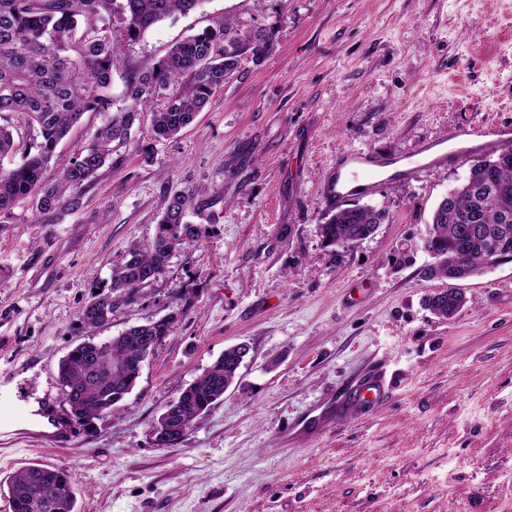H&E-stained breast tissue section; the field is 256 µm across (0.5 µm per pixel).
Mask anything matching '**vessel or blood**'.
Segmentation results:
<instances>
[{"mask_svg": "<svg viewBox=\"0 0 512 512\" xmlns=\"http://www.w3.org/2000/svg\"><path fill=\"white\" fill-rule=\"evenodd\" d=\"M492 128L474 124L461 129L458 139L460 148L445 149L440 142L424 144L410 156L384 157L359 151L346 152L336 160V177L328 187L326 198L333 205H342L352 192L353 183H360L366 193H374L379 178L385 173H393L403 179H412L423 171L447 166L448 163L483 148L487 139L493 136ZM386 388L384 378L379 373H370L352 384L346 394L347 399L366 404L379 402L384 398Z\"/></svg>", "mask_w": 512, "mask_h": 512, "instance_id": "obj_1", "label": "vessel or blood"}]
</instances>
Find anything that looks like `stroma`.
Returning a JSON list of instances; mask_svg holds the SVG:
<instances>
[{
	"label": "stroma",
	"instance_id": "stroma-1",
	"mask_svg": "<svg viewBox=\"0 0 512 512\" xmlns=\"http://www.w3.org/2000/svg\"><path fill=\"white\" fill-rule=\"evenodd\" d=\"M225 16L275 30L273 51L243 60L175 139L134 128L73 204L25 201L0 221V482L65 469L74 512H512V263L463 281L466 303L445 320L425 300L448 282L425 277L418 247L440 199L512 135L350 196L385 213L365 240L330 247L319 231L338 155L512 128V0H200L124 46L125 69ZM177 191L194 197L197 240L95 340L181 317L126 400L84 431L65 415L58 363ZM241 342L251 351L223 400L156 446L164 407ZM377 364L382 403L346 405L320 437L285 445ZM335 403V398L331 397L326 403L324 402L320 406H318L316 409L309 412V414L304 417L295 427V433L298 435H305L308 434L311 430L318 428L320 425H322L323 422L327 419L328 410L333 406ZM320 412L316 415H312L316 413L317 411Z\"/></svg>",
	"mask_w": 512,
	"mask_h": 512
}]
</instances>
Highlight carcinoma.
I'll list each match as a JSON object with an SVG mask.
<instances>
[{
	"mask_svg": "<svg viewBox=\"0 0 512 512\" xmlns=\"http://www.w3.org/2000/svg\"><path fill=\"white\" fill-rule=\"evenodd\" d=\"M199 0H0V161L17 153L22 162L0 165V217L32 199L38 210L54 212L90 184L126 144L134 125L148 117L158 140L175 138L189 127L214 91L252 56L255 61L273 48L276 31L265 28L239 33L228 18L174 44L154 64L124 75L126 106L111 111L112 80L120 68L122 42L138 40L158 22L193 12ZM184 82L159 107L142 106L160 91ZM86 112H107V121L84 148L60 170L54 183L44 180L58 164L56 149ZM193 197L175 192L166 197L154 239L131 248L112 274L111 289L98 293L83 308L79 328L87 340L72 347L58 364L67 415L88 430L112 411V396L135 386L138 376L123 370L130 357L149 350L169 335L176 317L135 325L105 343L90 340L110 322L115 301L135 303L140 289L160 276L172 254L199 236L185 221ZM385 212L369 206L339 210L320 225L329 246L373 234ZM512 257V152L471 166L467 179L437 207L427 247L434 264L428 277L448 279L457 287L456 268L471 275L488 264L490 246ZM448 291L426 300L439 317H447ZM239 364L229 350L183 390L180 420L192 426L223 398L237 378ZM12 512H74L76 493L67 471L31 465L6 484Z\"/></svg>",
	"mask_w": 512,
	"mask_h": 512,
	"instance_id": "carcinoma-1",
	"label": "carcinoma"
}]
</instances>
